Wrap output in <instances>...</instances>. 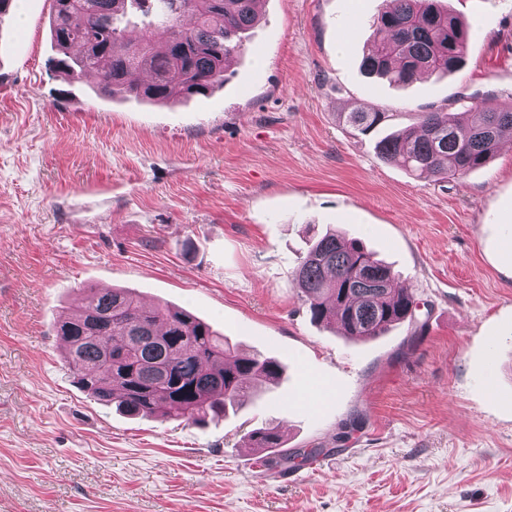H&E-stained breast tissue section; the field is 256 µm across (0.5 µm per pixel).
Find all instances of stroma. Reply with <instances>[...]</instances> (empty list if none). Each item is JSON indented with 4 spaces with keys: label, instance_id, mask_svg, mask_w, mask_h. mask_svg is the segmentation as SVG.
Here are the masks:
<instances>
[{
    "label": "stroma",
    "instance_id": "stroma-1",
    "mask_svg": "<svg viewBox=\"0 0 512 512\" xmlns=\"http://www.w3.org/2000/svg\"><path fill=\"white\" fill-rule=\"evenodd\" d=\"M464 66L364 75L382 0H261L223 87L173 105L50 77L51 0L0 17V512H512V151L448 180L380 159L419 113L512 107V0H444ZM385 112L362 135L341 113ZM398 272L412 320L354 340L292 281L326 232ZM190 311L278 384L197 426L72 384L86 288ZM278 427L311 464L263 470Z\"/></svg>",
    "mask_w": 512,
    "mask_h": 512
}]
</instances>
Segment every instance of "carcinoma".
Instances as JSON below:
<instances>
[{
    "instance_id": "cac0c4a2",
    "label": "carcinoma",
    "mask_w": 512,
    "mask_h": 512,
    "mask_svg": "<svg viewBox=\"0 0 512 512\" xmlns=\"http://www.w3.org/2000/svg\"><path fill=\"white\" fill-rule=\"evenodd\" d=\"M438 2L383 0L363 73L406 85L459 70L469 29ZM257 18V0H52L53 54L45 66L64 81L91 74L112 95L174 104L224 86L228 63ZM341 117L366 134L388 115ZM507 129L512 107L483 101L463 112H422L416 125L382 136L375 148L416 178L447 180L486 166ZM294 280L311 317L346 336L374 339L413 317V294L356 239L324 234ZM55 329L74 382L128 416L201 424L237 411L257 384H274L282 372L277 360L237 351L192 313L147 306L125 288L90 289L84 305ZM249 444L269 469L288 470L323 452L284 449L275 427L251 432Z\"/></svg>"
}]
</instances>
